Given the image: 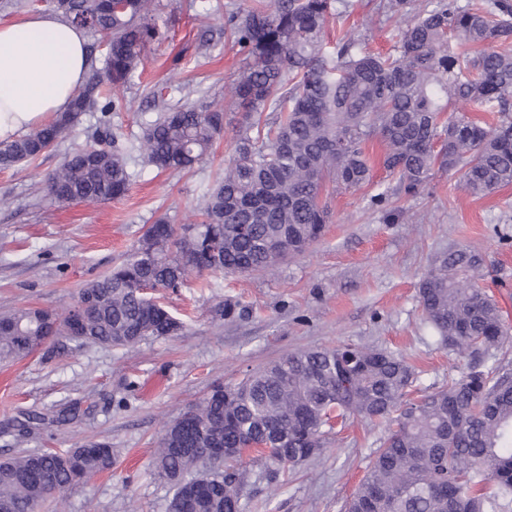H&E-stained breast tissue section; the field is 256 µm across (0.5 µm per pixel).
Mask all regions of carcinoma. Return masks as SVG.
Returning <instances> with one entry per match:
<instances>
[{
  "label": "carcinoma",
  "instance_id": "carcinoma-1",
  "mask_svg": "<svg viewBox=\"0 0 512 512\" xmlns=\"http://www.w3.org/2000/svg\"><path fill=\"white\" fill-rule=\"evenodd\" d=\"M67 21L104 42V67L90 65L66 112L10 142L0 167L31 162L60 144L102 86L127 84L158 38L155 0H45ZM349 0H275L230 16L224 29L246 55L234 79L242 113L235 156L204 194L198 224L154 222L119 263L83 285L89 301L82 337L72 312L42 308L0 313V362L36 348L77 344L135 345L173 336L184 322L143 289L175 293L189 274H243L297 255L328 222V183L356 190L369 183L366 153L377 141L383 167L408 196L424 191L434 168L463 172L465 189L486 196L512 185V0L470 8L457 0H380L375 10L401 16L393 52L380 54L329 21ZM473 103L496 121L446 115L453 101ZM267 113L264 121L253 120ZM227 111L185 102L144 122L138 143L107 131L70 151L49 175L59 204L123 197L138 173L139 152L156 170L182 172L206 157L224 132ZM484 259L469 246L438 255L418 289L438 342L468 358L467 371L415 399L413 367L397 352L347 343L290 353L215 386L191 409L180 432L163 434L153 459L171 485L169 512H240V459L200 461L190 448L257 447L296 465L322 447L326 429L354 418L388 424L346 512H512V368L497 358L509 328L496 300L478 285ZM44 420L25 413L18 437ZM114 464L106 442L64 451H27L0 460V512H41L46 501Z\"/></svg>",
  "mask_w": 512,
  "mask_h": 512
}]
</instances>
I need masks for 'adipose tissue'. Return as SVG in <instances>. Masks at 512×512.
Returning a JSON list of instances; mask_svg holds the SVG:
<instances>
[{"instance_id":"adipose-tissue-1","label":"adipose tissue","mask_w":512,"mask_h":512,"mask_svg":"<svg viewBox=\"0 0 512 512\" xmlns=\"http://www.w3.org/2000/svg\"><path fill=\"white\" fill-rule=\"evenodd\" d=\"M87 68L84 31L57 15L0 26V141L67 111Z\"/></svg>"}]
</instances>
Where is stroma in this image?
<instances>
[{
    "label": "stroma",
    "instance_id": "obj_1",
    "mask_svg": "<svg viewBox=\"0 0 512 512\" xmlns=\"http://www.w3.org/2000/svg\"><path fill=\"white\" fill-rule=\"evenodd\" d=\"M161 37L144 52V71L110 94L112 107L94 105L69 135L37 160L0 169V312L28 307L63 311L78 290L107 273L158 218L172 224L200 219L202 192L234 152L237 114H230L212 151L190 174L160 172L140 155L129 192L108 203L61 205L43 187L67 152L91 142L100 122L122 139L142 135L144 117L191 99L229 103L241 55L223 31L231 12L253 0H211L209 12L191 0H160ZM336 34L365 40L373 51L393 49L396 16L377 15L376 0H351ZM211 39L208 50L201 36ZM163 88L162 100L151 92ZM373 179L357 190L330 192V221L305 253L266 271L190 276L167 305L187 327L128 347L85 344L53 357L35 353L0 363V458L42 448H69L88 440L110 443L111 471L67 490L46 512H167L171 489L151 461L168 425L214 386H232L249 372L300 350L354 343L402 352L416 368L417 391L458 379L467 358L437 344L418 300L421 275L436 254L467 245L485 258L479 285L512 327V185L479 198L465 191L460 172L435 170L420 195L397 193L369 148ZM385 201H377L378 193ZM242 306L224 315L225 303ZM74 405L78 417L53 422L54 408ZM45 420L24 439L11 425L23 413ZM385 434L357 419L330 434L314 457L281 470L258 454L238 466L242 512H344Z\"/></svg>",
    "mask_w": 512,
    "mask_h": 512
}]
</instances>
